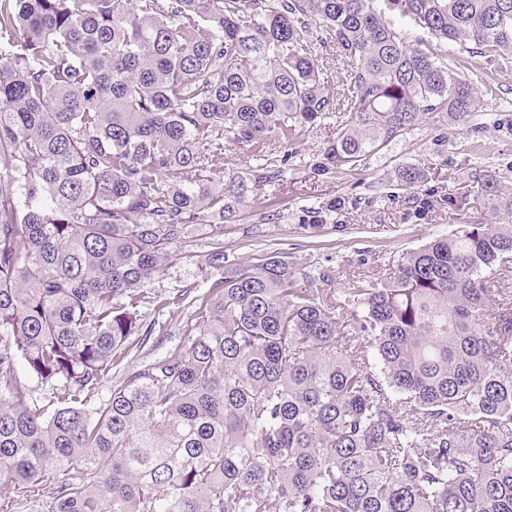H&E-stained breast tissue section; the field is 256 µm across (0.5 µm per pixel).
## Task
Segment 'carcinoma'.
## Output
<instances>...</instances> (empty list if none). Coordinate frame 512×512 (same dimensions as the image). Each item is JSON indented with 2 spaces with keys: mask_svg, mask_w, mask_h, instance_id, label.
<instances>
[{
  "mask_svg": "<svg viewBox=\"0 0 512 512\" xmlns=\"http://www.w3.org/2000/svg\"><path fill=\"white\" fill-rule=\"evenodd\" d=\"M448 42L512 58V0H0V512L57 476L48 512H512L511 221L342 297L329 268L230 263L217 238L183 341L98 398L145 284L278 177L273 145L336 113L323 176L427 115L469 123ZM227 143L263 164L217 190ZM477 191L512 214L498 179ZM324 57V65L332 76L331 91L334 92V95H336V92L342 94L344 92L343 89L346 88V86L342 84V80H345L344 60L340 56L335 55L332 49L329 48H327V52L324 49ZM340 94L338 96H340Z\"/></svg>",
  "mask_w": 512,
  "mask_h": 512,
  "instance_id": "cac0c4a2",
  "label": "carcinoma"
}]
</instances>
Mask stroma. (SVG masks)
<instances>
[{
    "label": "stroma",
    "instance_id": "obj_1",
    "mask_svg": "<svg viewBox=\"0 0 512 512\" xmlns=\"http://www.w3.org/2000/svg\"><path fill=\"white\" fill-rule=\"evenodd\" d=\"M440 59L482 89L468 126L439 118L424 120L358 168L331 178L313 174L310 166L333 140L336 117L331 114L306 126L296 156L279 181L266 187L267 201L248 202L234 221L225 223L228 260L243 262L285 252L308 270H334V287L341 295L363 277L383 281L393 258L402 252L451 234L461 225L492 221L476 179L492 175L512 188V59L480 56L455 43L442 46ZM405 166L423 174V189L461 198L460 208L437 205L427 215H417V191L403 186L398 177ZM341 197L346 204L335 215L333 226L321 235L306 236L303 226L310 212ZM211 242L208 229L194 231L191 242L145 285L150 301L140 308L142 323L164 326L165 332L132 337L130 365L164 355L181 340L189 309L158 307L151 299L169 298L182 290L192 297L206 293L220 276L207 263Z\"/></svg>",
    "mask_w": 512,
    "mask_h": 512
}]
</instances>
